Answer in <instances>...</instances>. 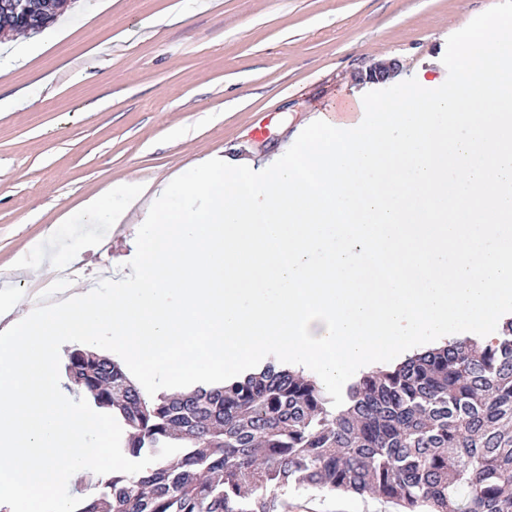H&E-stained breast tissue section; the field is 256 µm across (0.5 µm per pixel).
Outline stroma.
Here are the masks:
<instances>
[{"instance_id":"35a3bbf8","label":"stroma","mask_w":512,"mask_h":512,"mask_svg":"<svg viewBox=\"0 0 512 512\" xmlns=\"http://www.w3.org/2000/svg\"><path fill=\"white\" fill-rule=\"evenodd\" d=\"M497 0H112L0 74V275L25 293L50 276L16 277L14 255L61 216L122 179L160 181L206 156L268 152L311 109L341 111L370 87L382 56L403 74L442 69L446 40ZM127 227L81 250L78 276L110 277L130 257ZM288 512H397L345 493L288 491Z\"/></svg>"}]
</instances>
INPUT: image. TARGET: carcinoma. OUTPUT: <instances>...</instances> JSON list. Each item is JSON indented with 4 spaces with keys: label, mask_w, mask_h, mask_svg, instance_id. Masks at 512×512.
<instances>
[{
    "label": "carcinoma",
    "mask_w": 512,
    "mask_h": 512,
    "mask_svg": "<svg viewBox=\"0 0 512 512\" xmlns=\"http://www.w3.org/2000/svg\"><path fill=\"white\" fill-rule=\"evenodd\" d=\"M70 380L126 427L120 473L76 512H281L280 492L372 495L398 512H512V319L365 374L339 407L270 362L216 388L148 398L112 359L72 349Z\"/></svg>",
    "instance_id": "obj_1"
}]
</instances>
